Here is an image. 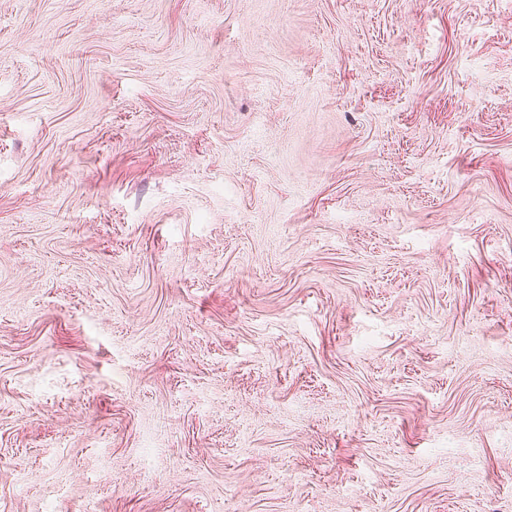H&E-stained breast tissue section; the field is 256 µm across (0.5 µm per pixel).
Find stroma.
Returning <instances> with one entry per match:
<instances>
[{"label":"stroma","instance_id":"stroma-1","mask_svg":"<svg viewBox=\"0 0 512 512\" xmlns=\"http://www.w3.org/2000/svg\"><path fill=\"white\" fill-rule=\"evenodd\" d=\"M0 512H512V0H0Z\"/></svg>","mask_w":512,"mask_h":512}]
</instances>
